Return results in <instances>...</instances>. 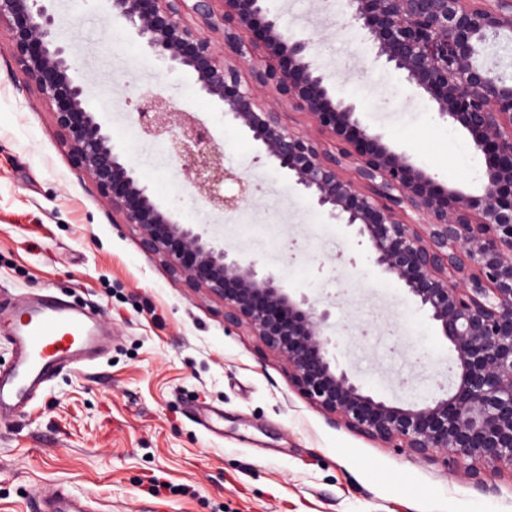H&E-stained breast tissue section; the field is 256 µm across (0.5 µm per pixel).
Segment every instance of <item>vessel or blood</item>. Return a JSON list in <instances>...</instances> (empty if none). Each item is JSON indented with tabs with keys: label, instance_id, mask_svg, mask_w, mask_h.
<instances>
[{
	"label": "vessel or blood",
	"instance_id": "vessel-or-blood-1",
	"mask_svg": "<svg viewBox=\"0 0 512 512\" xmlns=\"http://www.w3.org/2000/svg\"><path fill=\"white\" fill-rule=\"evenodd\" d=\"M11 326L17 359L0 370V421L15 419L60 369L77 365L96 353L97 320L68 301L45 293L21 307L0 309ZM36 512H92L87 495L57 488L40 496Z\"/></svg>",
	"mask_w": 512,
	"mask_h": 512
}]
</instances>
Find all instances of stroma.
I'll list each match as a JSON object with an SVG mask.
<instances>
[{
    "mask_svg": "<svg viewBox=\"0 0 512 512\" xmlns=\"http://www.w3.org/2000/svg\"><path fill=\"white\" fill-rule=\"evenodd\" d=\"M285 34L308 31L333 94L439 182L480 189L484 161L460 127L373 62L346 10L269 0ZM87 98L158 202L331 306L341 363L391 402L451 386L454 353L437 327L380 276L366 243L311 206L255 144L224 122L194 77L170 69L113 20L104 0H52ZM151 91L210 127L255 194L237 211L205 204L171 143L140 138L134 102ZM50 292L106 327L98 359L66 369L23 417L0 426V512H35L66 485L97 512H512V475L477 487L440 460L331 422L288 383L284 362L224 304L194 289L136 231L112 221L76 169L50 109L0 43V300Z\"/></svg>",
    "mask_w": 512,
    "mask_h": 512,
    "instance_id": "stroma-1",
    "label": "stroma"
}]
</instances>
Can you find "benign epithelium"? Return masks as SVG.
<instances>
[{
  "label": "benign epithelium",
  "instance_id": "7a95c632",
  "mask_svg": "<svg viewBox=\"0 0 512 512\" xmlns=\"http://www.w3.org/2000/svg\"><path fill=\"white\" fill-rule=\"evenodd\" d=\"M45 0H0V31L17 65L52 109L77 169L142 246L196 287L224 300V326L246 327L288 368V381L331 421L364 437L443 458L476 485L512 472V77L479 56L512 38V0H347L348 21L374 60L459 125L484 157L477 193L445 187L362 125L353 102L334 100L314 39L281 31L266 0H104L148 50L195 76L224 112L311 203L367 242L380 275L437 326L455 353L446 393L399 404L373 394L339 363L329 308L297 297L271 272L182 224L112 145L87 102L85 81ZM293 106L315 127L286 125ZM140 134L170 140L205 201L235 211L252 192L224 168L207 124L141 94Z\"/></svg>",
  "mask_w": 512,
  "mask_h": 512
}]
</instances>
